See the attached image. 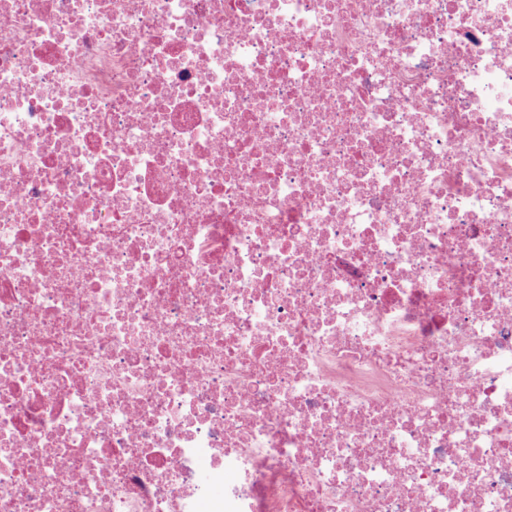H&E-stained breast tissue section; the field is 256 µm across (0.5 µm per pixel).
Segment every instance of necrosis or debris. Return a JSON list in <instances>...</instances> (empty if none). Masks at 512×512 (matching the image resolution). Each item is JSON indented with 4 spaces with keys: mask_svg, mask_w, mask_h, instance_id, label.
Here are the masks:
<instances>
[{
    "mask_svg": "<svg viewBox=\"0 0 512 512\" xmlns=\"http://www.w3.org/2000/svg\"><path fill=\"white\" fill-rule=\"evenodd\" d=\"M0 512H512V0H0Z\"/></svg>",
    "mask_w": 512,
    "mask_h": 512,
    "instance_id": "obj_1",
    "label": "necrosis or debris"
}]
</instances>
